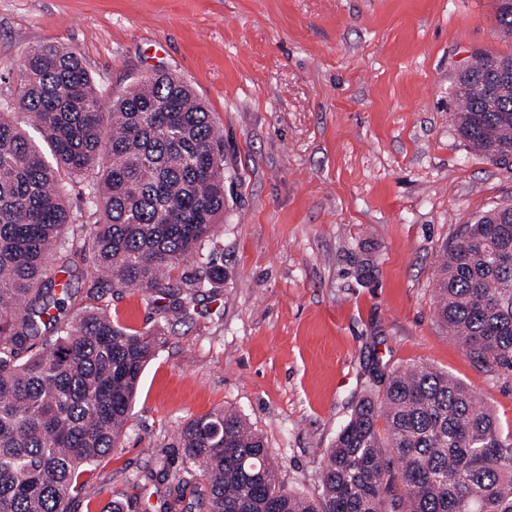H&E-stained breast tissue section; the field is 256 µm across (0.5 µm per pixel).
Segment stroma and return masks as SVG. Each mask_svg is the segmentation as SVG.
Instances as JSON below:
<instances>
[{"instance_id": "stroma-1", "label": "stroma", "mask_w": 512, "mask_h": 512, "mask_svg": "<svg viewBox=\"0 0 512 512\" xmlns=\"http://www.w3.org/2000/svg\"><path fill=\"white\" fill-rule=\"evenodd\" d=\"M74 49L109 97L159 71L186 81L224 134V219L202 252L224 281L190 299L146 367L121 449L86 478L160 512L158 453L217 408L261 432L285 488L317 473L358 402L413 364L446 371L512 435V372L469 355L434 316L444 247L512 203V165L457 134L472 53L512 54L494 0H0V102L27 50ZM119 321L159 322L141 292Z\"/></svg>"}]
</instances>
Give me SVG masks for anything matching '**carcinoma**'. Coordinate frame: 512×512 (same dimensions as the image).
I'll list each match as a JSON object with an SVG mask.
<instances>
[{
	"mask_svg": "<svg viewBox=\"0 0 512 512\" xmlns=\"http://www.w3.org/2000/svg\"><path fill=\"white\" fill-rule=\"evenodd\" d=\"M495 8L511 38L512 0ZM499 63L512 56L474 55L453 89L459 137L496 164L512 146V76L497 77ZM15 91L0 105V512H81L80 479L120 447L166 338L104 308L70 312L77 260L93 263L89 294L135 288L163 320L187 316L181 294L224 281L210 257L172 275L224 214V142L181 78L155 73L111 100L52 42L28 50ZM68 180L86 182L87 235ZM435 311L469 354L512 371V204L444 249ZM178 445L180 467L159 457L150 472L167 486L165 512L186 500L198 512H512V439L460 381L423 365L359 403L315 497L284 488L265 438L234 411L187 420Z\"/></svg>",
	"mask_w": 512,
	"mask_h": 512,
	"instance_id": "cac0c4a2",
	"label": "carcinoma"
}]
</instances>
